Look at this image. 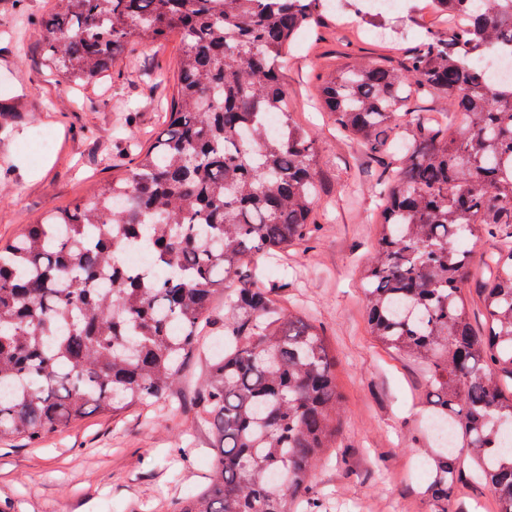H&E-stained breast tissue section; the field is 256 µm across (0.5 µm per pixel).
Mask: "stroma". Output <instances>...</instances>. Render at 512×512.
I'll return each instance as SVG.
<instances>
[{
  "label": "stroma",
  "mask_w": 512,
  "mask_h": 512,
  "mask_svg": "<svg viewBox=\"0 0 512 512\" xmlns=\"http://www.w3.org/2000/svg\"><path fill=\"white\" fill-rule=\"evenodd\" d=\"M55 0H0V243L54 211L92 200L138 145L160 130L180 56L177 36L134 46L95 83L67 88L48 73L38 23ZM374 34L328 15L307 33L288 66L299 84L296 117L325 144L330 188L356 197L345 221L317 204L322 224L311 249L266 258L270 277L287 270L289 298L316 312L336 356L343 405L334 448L315 468L327 512H428L421 493L423 444L411 443L424 418L427 379L414 362L370 336L361 269L375 241L374 207L336 155V134L317 101L315 76L337 34ZM196 361L184 367L180 404L158 401L148 415L89 413L37 443H0V512H170L212 476V437L194 421Z\"/></svg>",
  "instance_id": "35a3bbf8"
}]
</instances>
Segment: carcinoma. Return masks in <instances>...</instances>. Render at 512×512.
Instances as JSON below:
<instances>
[{
	"instance_id": "cac0c4a2",
	"label": "carcinoma",
	"mask_w": 512,
	"mask_h": 512,
	"mask_svg": "<svg viewBox=\"0 0 512 512\" xmlns=\"http://www.w3.org/2000/svg\"><path fill=\"white\" fill-rule=\"evenodd\" d=\"M331 0H57L40 22L44 61L73 84L129 45L181 39L166 128L89 203L0 245V442L36 443L93 411L120 414L172 392L206 357L198 414L214 476L171 512H326L313 469L343 414L336 357L317 319L285 307L288 277L258 286L255 255L321 229L324 146L291 109L285 59ZM435 25L380 56L336 37L322 106L380 206L361 285L371 335L425 367L421 467L430 512L470 473L512 512V0H431ZM271 113L281 116L272 130ZM494 251L472 287L468 243ZM146 245L149 271L117 268ZM224 293V351L202 331ZM476 296L482 328L467 294Z\"/></svg>"
}]
</instances>
